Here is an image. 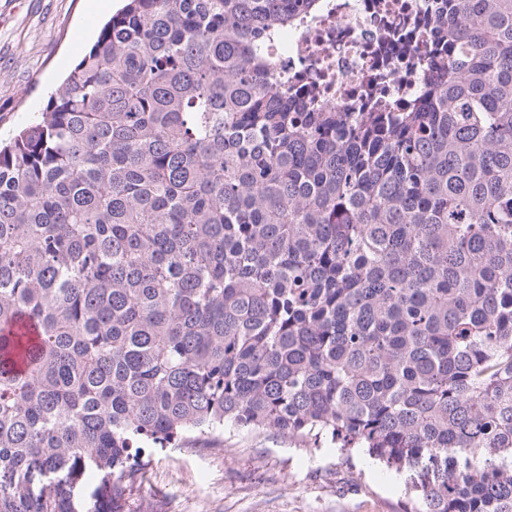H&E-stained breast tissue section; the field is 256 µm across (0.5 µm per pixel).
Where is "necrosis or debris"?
I'll return each instance as SVG.
<instances>
[{
    "label": "necrosis or debris",
    "instance_id": "obj_1",
    "mask_svg": "<svg viewBox=\"0 0 512 512\" xmlns=\"http://www.w3.org/2000/svg\"><path fill=\"white\" fill-rule=\"evenodd\" d=\"M446 0H316L287 36L269 40L277 78L337 111L419 100L427 59L445 57L437 19Z\"/></svg>",
    "mask_w": 512,
    "mask_h": 512
}]
</instances>
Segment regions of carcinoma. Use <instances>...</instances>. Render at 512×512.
Segmentation results:
<instances>
[{"label": "carcinoma", "mask_w": 512, "mask_h": 512, "mask_svg": "<svg viewBox=\"0 0 512 512\" xmlns=\"http://www.w3.org/2000/svg\"><path fill=\"white\" fill-rule=\"evenodd\" d=\"M315 0H125L0 146V512H123L229 426L512 512V0L404 112L264 74Z\"/></svg>", "instance_id": "1"}]
</instances>
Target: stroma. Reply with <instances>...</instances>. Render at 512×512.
I'll use <instances>...</instances> for the list:
<instances>
[{"label": "stroma", "mask_w": 512, "mask_h": 512, "mask_svg": "<svg viewBox=\"0 0 512 512\" xmlns=\"http://www.w3.org/2000/svg\"><path fill=\"white\" fill-rule=\"evenodd\" d=\"M121 0H0V142L34 122ZM405 475L363 451L228 429L154 450L125 512H403Z\"/></svg>", "instance_id": "obj_1"}]
</instances>
